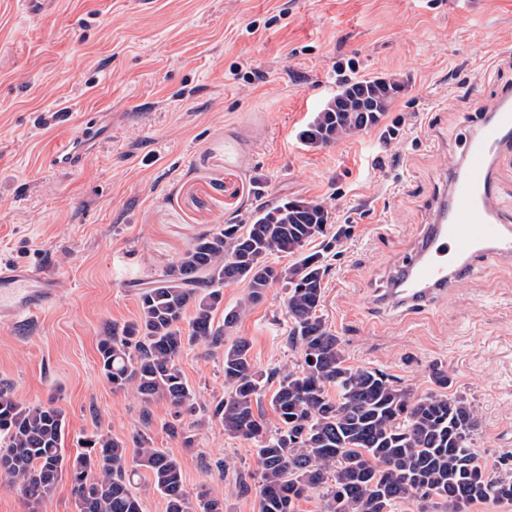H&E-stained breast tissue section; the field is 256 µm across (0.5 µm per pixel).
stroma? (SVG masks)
Returning a JSON list of instances; mask_svg holds the SVG:
<instances>
[{"label": "stroma", "mask_w": 512, "mask_h": 512, "mask_svg": "<svg viewBox=\"0 0 512 512\" xmlns=\"http://www.w3.org/2000/svg\"><path fill=\"white\" fill-rule=\"evenodd\" d=\"M402 83L378 125L326 147L300 132L351 79ZM512 86V0H54L27 14L0 0V262L56 276L61 301L0 326V388L65 416L63 451L97 433L180 463L188 496L208 485L227 512H259L257 441L204 416L227 391L224 353L185 350L197 399L172 408L112 389L97 345L139 314L131 281L155 279L198 235L249 223L259 200L318 199L329 266L321 306L347 363L425 396L433 363L476 405L474 446L512 473V259L480 267L430 312L375 313L374 291L430 222L478 100ZM101 135L81 166L45 163L86 113ZM283 285L229 332L262 370L296 365ZM191 445H184V436ZM226 468H218V461ZM0 512H79L68 477L31 509L0 476Z\"/></svg>", "instance_id": "1"}]
</instances>
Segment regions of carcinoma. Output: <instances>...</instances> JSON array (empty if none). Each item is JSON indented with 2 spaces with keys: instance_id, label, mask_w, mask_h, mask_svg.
Returning <instances> with one entry per match:
<instances>
[{
  "instance_id": "obj_1",
  "label": "carcinoma",
  "mask_w": 512,
  "mask_h": 512,
  "mask_svg": "<svg viewBox=\"0 0 512 512\" xmlns=\"http://www.w3.org/2000/svg\"><path fill=\"white\" fill-rule=\"evenodd\" d=\"M401 88L380 77L347 82L300 137L323 147L375 126ZM329 220L327 206L317 200L263 202L250 223L224 224L196 237L140 289L138 320L112 326V334L99 340L102 375L113 389H131L145 403L166 399L178 418L194 414L197 405L180 355L195 346L223 350L228 392L211 418L232 437L260 439V512H295L298 500L319 490L324 512H394L409 500L419 512H467L482 501L512 502V476L493 475L479 463L473 448L478 414L464 394L417 397L380 371L346 365L340 337L320 314L328 265L321 253L303 252L306 243L325 235ZM275 253L300 259L279 269L268 262ZM237 282L246 284L247 293L217 325L223 285ZM280 282L288 288L289 342L301 361L265 375L252 363L249 343L230 342L226 334ZM274 377L278 423L266 437L254 401ZM430 381L442 391L454 384L441 364L432 366ZM330 387L336 396L329 395ZM64 437L58 408L25 405L0 389V474L31 507L44 503L66 475L80 512H142L130 477L143 471L165 498L167 512H224V498L209 488L191 501L178 462L146 440L130 459L121 442L99 435L71 458L61 452Z\"/></svg>"
}]
</instances>
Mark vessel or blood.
Instances as JSON below:
<instances>
[{"instance_id": "1", "label": "vessel or blood", "mask_w": 512, "mask_h": 512, "mask_svg": "<svg viewBox=\"0 0 512 512\" xmlns=\"http://www.w3.org/2000/svg\"><path fill=\"white\" fill-rule=\"evenodd\" d=\"M100 133L97 114L82 121L53 149V167L74 169ZM512 152V88L483 102L460 158L431 208V222L375 298L377 309L417 312L434 307L460 282L473 280L479 262L512 258V219L494 181L496 163ZM55 278L21 263L0 264V325H18L56 307Z\"/></svg>"}]
</instances>
